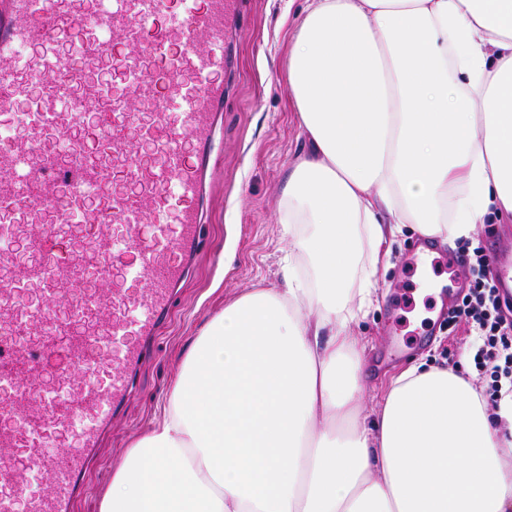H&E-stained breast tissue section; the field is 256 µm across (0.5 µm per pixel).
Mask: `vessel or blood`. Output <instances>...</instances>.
Returning a JSON list of instances; mask_svg holds the SVG:
<instances>
[{
  "mask_svg": "<svg viewBox=\"0 0 512 512\" xmlns=\"http://www.w3.org/2000/svg\"><path fill=\"white\" fill-rule=\"evenodd\" d=\"M238 5L0 0V112L22 130L0 147V448L26 455L0 457V512L20 495L26 512H72L171 313L200 244ZM114 58L120 85L88 77ZM90 114L92 145L76 138ZM69 434L79 450L47 463ZM33 476L46 493L27 494Z\"/></svg>",
  "mask_w": 512,
  "mask_h": 512,
  "instance_id": "obj_1",
  "label": "vessel or blood"
}]
</instances>
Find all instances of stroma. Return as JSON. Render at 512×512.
Returning a JSON list of instances; mask_svg holds the SVG:
<instances>
[{
	"label": "stroma",
	"mask_w": 512,
	"mask_h": 512,
	"mask_svg": "<svg viewBox=\"0 0 512 512\" xmlns=\"http://www.w3.org/2000/svg\"><path fill=\"white\" fill-rule=\"evenodd\" d=\"M305 7L306 0H242V32L229 46L234 64L224 73V120L214 140L199 257L152 354L135 373L133 392L97 451L74 512H99L114 468L158 418V403L204 325L239 296L280 279L286 244L279 199L288 168L305 144L288 87L292 32ZM418 239L408 225L396 235L390 263L379 274L380 307L352 327L368 365L369 410L412 362L455 368L463 355L475 352L468 326L448 331V297L421 290L429 274L448 283L463 277V266L448 263L457 245L440 246L433 264L424 267L412 260Z\"/></svg>",
	"instance_id": "obj_1"
}]
</instances>
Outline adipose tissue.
Segmentation results:
<instances>
[{
    "label": "adipose tissue",
    "instance_id": "ef3b65f1",
    "mask_svg": "<svg viewBox=\"0 0 512 512\" xmlns=\"http://www.w3.org/2000/svg\"><path fill=\"white\" fill-rule=\"evenodd\" d=\"M288 80L284 285L196 337L99 512H512V397L417 362L361 421L351 331L402 225L512 215V0H309Z\"/></svg>",
    "mask_w": 512,
    "mask_h": 512
}]
</instances>
